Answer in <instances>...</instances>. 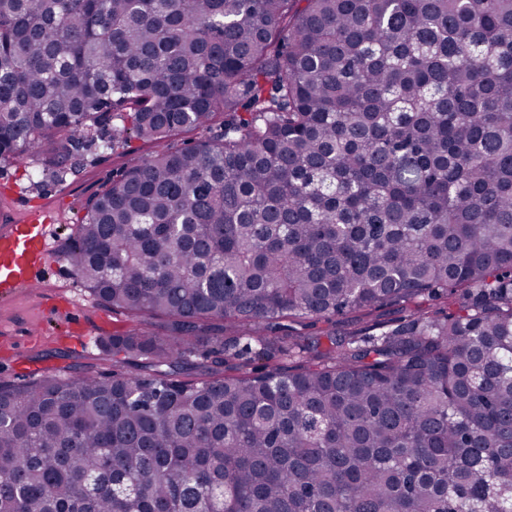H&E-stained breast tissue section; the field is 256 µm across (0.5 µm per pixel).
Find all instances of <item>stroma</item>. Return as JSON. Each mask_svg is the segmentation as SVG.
<instances>
[{"label": "stroma", "mask_w": 512, "mask_h": 512, "mask_svg": "<svg viewBox=\"0 0 512 512\" xmlns=\"http://www.w3.org/2000/svg\"><path fill=\"white\" fill-rule=\"evenodd\" d=\"M155 151V146L137 140L107 152L92 148L61 182L49 177H30L24 168L0 161V196L9 195L11 207L18 210L43 201L54 202L57 194H64L65 218L59 231L53 234L54 246L59 249L81 214V204L125 171L141 165ZM66 267V260H59L52 269L51 283L60 287L64 297L80 306L84 319L82 334L66 336V321L56 318L44 325L37 341L24 349L21 356H14L13 332L40 314L41 299L39 294L27 292L12 303L0 304V381L20 384L44 375L110 371V362L99 355V339L128 329L132 319L99 304L74 275L67 273Z\"/></svg>", "instance_id": "35a3bbf8"}]
</instances>
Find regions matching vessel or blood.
I'll list each match as a JSON object with an SVG mask.
<instances>
[{
	"label": "vessel or blood",
	"instance_id": "1",
	"mask_svg": "<svg viewBox=\"0 0 512 512\" xmlns=\"http://www.w3.org/2000/svg\"><path fill=\"white\" fill-rule=\"evenodd\" d=\"M59 211H26L14 223L0 226V301H13L20 291L41 287L52 267L49 233Z\"/></svg>",
	"mask_w": 512,
	"mask_h": 512
}]
</instances>
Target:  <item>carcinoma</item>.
Listing matches in <instances>:
<instances>
[{
  "mask_svg": "<svg viewBox=\"0 0 512 512\" xmlns=\"http://www.w3.org/2000/svg\"><path fill=\"white\" fill-rule=\"evenodd\" d=\"M190 131L71 228L138 323L0 383V512H512V0H0V161Z\"/></svg>",
  "mask_w": 512,
  "mask_h": 512,
  "instance_id": "obj_1",
  "label": "carcinoma"
}]
</instances>
